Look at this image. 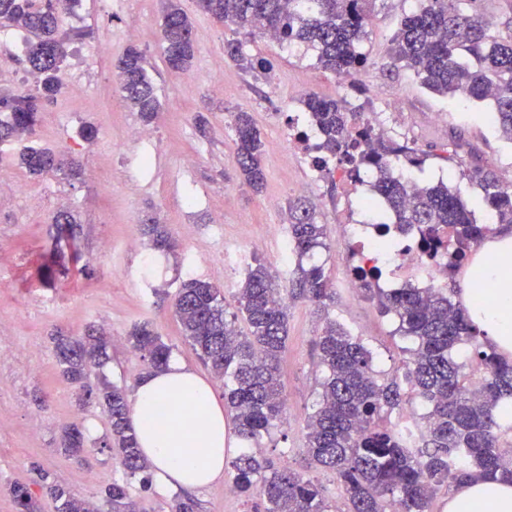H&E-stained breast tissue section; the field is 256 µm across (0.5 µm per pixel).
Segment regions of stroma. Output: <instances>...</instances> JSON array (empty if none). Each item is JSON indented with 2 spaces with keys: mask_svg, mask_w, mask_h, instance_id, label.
Masks as SVG:
<instances>
[{
  "mask_svg": "<svg viewBox=\"0 0 512 512\" xmlns=\"http://www.w3.org/2000/svg\"><path fill=\"white\" fill-rule=\"evenodd\" d=\"M181 6L192 19L195 46L193 65L184 72L167 66L158 41L163 0H112L108 11L99 0H79L63 15L64 29L83 32L65 74L83 77L84 93L76 97L67 90L47 104L35 138L78 158L80 178L31 177L16 164L24 142L0 143V341L13 349L0 356V512H17L10 493L17 483L39 498L42 512H55L39 484L43 472L98 503L104 487L123 476L108 449H88L79 460L62 452V426H77L97 439L109 422L102 406L83 404L60 380L53 336H80L91 325L115 336L102 373L115 385L130 386L144 362L127 336L136 322L150 321L174 359L193 366L211 381L216 397H223V384L184 339L173 296L182 280L197 278L232 298L258 261L278 288H292L296 274L282 268L280 242L268 235L273 225L287 223L290 204L304 203L325 224L329 247L318 258L335 294L321 312L301 299L288 306V346L279 366L284 418L264 439L263 455L278 469L307 467L306 423L320 378L314 341L325 318L369 344L377 370L389 377L403 372L394 323L347 286L344 258L350 244L338 221L360 214V194L331 183L288 147L289 114L303 111L312 92L343 97V79L319 68L312 53L279 48L219 23L194 0H181ZM415 6V0H377L357 102L422 158L421 180L447 181L481 220L486 206L475 172L512 181V145L483 121L481 104L432 94L394 63L391 38ZM230 41L241 42L247 55L267 59L269 69L251 71L231 61L225 53ZM102 44L107 51L100 55L96 49ZM131 45L144 52L163 105L151 125L154 137L144 143L129 139V129L141 119L112 82L116 60ZM24 52L14 27L0 26V92L32 89ZM219 71L220 83L213 79ZM241 111L250 114L263 140L266 182L258 192L234 163L233 120ZM85 125L97 131L91 153L80 136ZM446 147L452 160L441 155ZM19 182L28 185L27 197L16 195ZM63 198L77 219V238L58 255L51 219ZM150 219L167 226L179 244L176 253L126 248L127 239L139 235ZM257 237L266 238L265 250L248 249V241ZM193 497L200 512H256L261 504L256 496H226L220 481Z\"/></svg>",
  "mask_w": 512,
  "mask_h": 512,
  "instance_id": "1",
  "label": "stroma"
}]
</instances>
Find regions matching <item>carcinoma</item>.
Segmentation results:
<instances>
[{
  "label": "carcinoma",
  "mask_w": 512,
  "mask_h": 512,
  "mask_svg": "<svg viewBox=\"0 0 512 512\" xmlns=\"http://www.w3.org/2000/svg\"><path fill=\"white\" fill-rule=\"evenodd\" d=\"M63 0H0V24L18 26L40 39L26 43L25 62L36 80L35 89L18 95H0V142L31 134L45 104L66 88L63 77L68 46L82 34L61 29ZM376 0H197L198 8L219 21L251 33L275 32L286 44H300L316 54L317 65L340 78H355L365 68L362 43L367 36ZM465 0H420L405 15L391 39L394 61L412 72L420 85L434 93L452 94L490 104L489 121L512 143V35L504 38L487 20L465 12ZM160 40L167 64L188 69L195 57L193 24L180 0H165ZM228 57L249 70H267L264 58L244 55L242 44L229 42ZM121 92L132 111L151 121L162 109L145 67V57L129 47L115 63ZM306 118L318 133L313 162L320 171L338 161L360 168L371 161L377 170L374 187L388 209L378 212L383 225L403 231L423 227L429 238H440L441 225L448 235L451 277L468 260L474 244L491 228L480 224L457 191L447 183L404 182L389 160L386 143L368 138L360 142L351 134L354 108L344 99L308 95ZM234 163L243 180L255 191L266 181L261 162L260 132L247 112L234 121ZM18 166L30 175L75 178L81 168L66 151L29 146L18 156ZM488 212L495 223L512 224V194L500 182L481 175ZM288 238L296 259V294L317 306H326L334 291L323 265L307 260L328 249L326 225L302 205L289 207ZM56 240L75 236L76 221L63 210L53 219ZM142 234L152 248L172 253L176 245L166 225L150 221ZM364 298L374 301L381 314L393 318L394 335L410 338L414 346L403 350L404 377L410 395L426 405L420 415L422 444L410 447V436L397 426L382 425L385 414L403 403L404 393L394 379L376 371L372 352L340 323L328 319L315 338L318 365L324 376L320 392L307 419L309 465L336 474L347 512H431L430 503L442 486L465 478L500 476L512 480V445L502 437L512 432V410L502 401L512 398V359L501 357L472 325L467 310L452 299L441 281L419 288H381L380 271L365 273ZM266 266L250 267L234 295L236 311L230 313L223 291L209 282L188 278L173 299L184 336L204 364L224 381V408L229 430L246 446L230 461L233 488L245 497L257 495L263 512H340L312 477L288 468L276 469L261 460L252 446L278 426L284 408L279 383V361L288 344V306L280 303ZM243 317L244 335L235 327ZM131 347L141 354L146 372L161 370L172 348L158 336L150 322L133 325ZM110 339L94 328L87 334L54 337V351L63 381L76 387L80 400H97L109 417L103 447L115 458L128 479L151 485V464L139 447L128 413L126 388L101 381L87 383L91 367L108 359ZM63 452L80 458L86 451L82 431L73 427L60 437ZM45 495L56 512H93L90 504L66 488L42 477ZM10 492L19 512H39L32 493L16 484ZM112 512H138L129 484L113 480L105 487Z\"/></svg>",
  "instance_id": "1"
}]
</instances>
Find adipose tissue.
Here are the masks:
<instances>
[{
  "label": "adipose tissue",
  "instance_id": "1",
  "mask_svg": "<svg viewBox=\"0 0 512 512\" xmlns=\"http://www.w3.org/2000/svg\"><path fill=\"white\" fill-rule=\"evenodd\" d=\"M480 249L495 256L482 265L485 298L474 303L467 288L462 300L474 324L512 358V263L498 262L500 256H512V230L496 234ZM163 403L168 412L162 416L157 407ZM130 423L152 463L156 487L198 491L223 479L229 444L224 410L193 367L173 360L140 381L131 394ZM448 512H512V481L460 482L448 497Z\"/></svg>",
  "mask_w": 512,
  "mask_h": 512
}]
</instances>
